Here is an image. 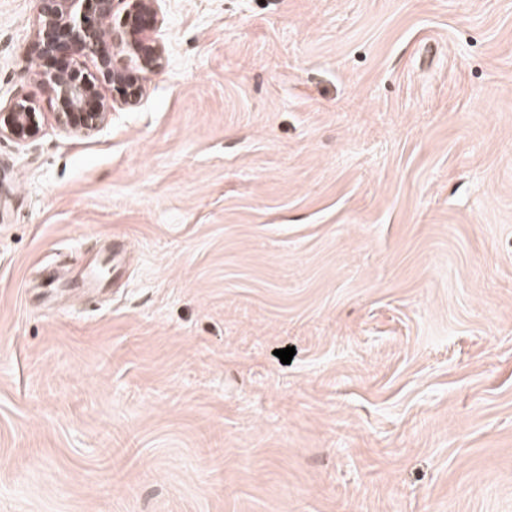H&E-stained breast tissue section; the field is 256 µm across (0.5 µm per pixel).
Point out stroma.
Returning <instances> with one entry per match:
<instances>
[{
	"instance_id": "35a3bbf8",
	"label": "stroma",
	"mask_w": 512,
	"mask_h": 512,
	"mask_svg": "<svg viewBox=\"0 0 512 512\" xmlns=\"http://www.w3.org/2000/svg\"><path fill=\"white\" fill-rule=\"evenodd\" d=\"M158 6L140 107L0 139V512H512V0Z\"/></svg>"
}]
</instances>
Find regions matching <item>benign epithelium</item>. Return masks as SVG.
<instances>
[{
  "instance_id": "1",
  "label": "benign epithelium",
  "mask_w": 512,
  "mask_h": 512,
  "mask_svg": "<svg viewBox=\"0 0 512 512\" xmlns=\"http://www.w3.org/2000/svg\"><path fill=\"white\" fill-rule=\"evenodd\" d=\"M37 27L28 79L40 95L0 109V138L26 143L45 121L40 96L54 104L57 126L72 136L99 132L116 109H134L147 78L164 70L166 45L157 0H35ZM112 89V98L102 89Z\"/></svg>"
}]
</instances>
